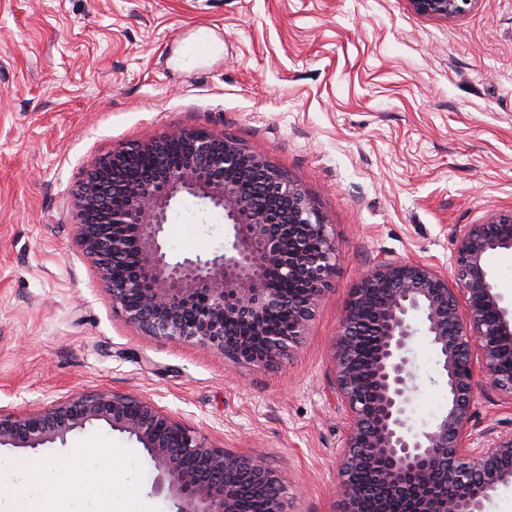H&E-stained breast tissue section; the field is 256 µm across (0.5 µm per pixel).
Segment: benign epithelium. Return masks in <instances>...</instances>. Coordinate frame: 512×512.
<instances>
[{
  "mask_svg": "<svg viewBox=\"0 0 512 512\" xmlns=\"http://www.w3.org/2000/svg\"><path fill=\"white\" fill-rule=\"evenodd\" d=\"M473 0H410L451 19ZM152 173L127 176L141 158ZM247 173L260 176L250 190ZM191 196L222 212L231 233L207 258L173 262L162 241L172 203ZM77 242L112 295V309L162 340L218 352L256 369L286 358L329 288L338 246L308 193L258 149L222 133L177 129L103 157L75 193ZM512 212L470 224L455 241L453 280L421 261L384 258L364 276L334 341L333 386L348 430L337 492L346 512H483L512 482V431L474 444L478 378L512 405V308L486 265L512 251ZM439 356L448 406L431 425H409L411 344ZM94 422L136 439L176 512H242L241 480L264 512H293L266 458L213 446L151 402L100 390L37 413L0 410V446L37 449Z\"/></svg>",
  "mask_w": 512,
  "mask_h": 512,
  "instance_id": "benign-epithelium-1",
  "label": "benign epithelium"
}]
</instances>
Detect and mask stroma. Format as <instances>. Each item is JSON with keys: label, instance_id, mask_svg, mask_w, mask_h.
I'll return each instance as SVG.
<instances>
[{"label": "stroma", "instance_id": "1", "mask_svg": "<svg viewBox=\"0 0 512 512\" xmlns=\"http://www.w3.org/2000/svg\"><path fill=\"white\" fill-rule=\"evenodd\" d=\"M212 51L189 58L198 28ZM205 127L264 151L309 194L339 249L297 348L256 370L142 333L80 254L73 187L108 152ZM512 211V0L451 20L409 0H0V409L33 413L105 389L152 402L209 444L263 455L295 512H343L347 420L331 388L351 295L382 257L453 272L457 236ZM172 258L222 249V214L178 199ZM418 429L447 407L438 357L412 343ZM512 421L478 389L475 433ZM81 453L75 470L61 461ZM66 485L112 477L126 512H174L141 444L97 423L65 443L0 447Z\"/></svg>", "mask_w": 512, "mask_h": 512}]
</instances>
